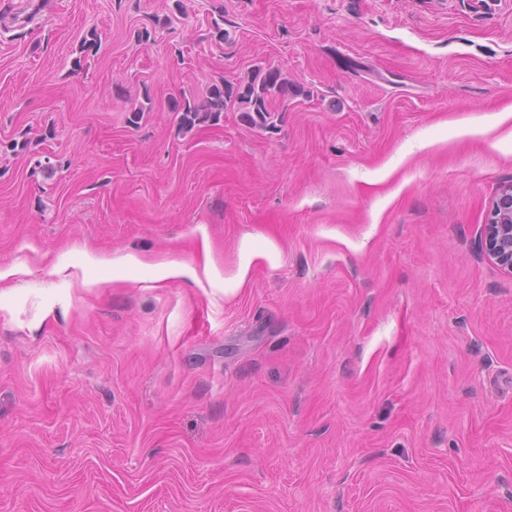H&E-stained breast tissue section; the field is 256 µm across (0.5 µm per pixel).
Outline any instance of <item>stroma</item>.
I'll return each instance as SVG.
<instances>
[{"label":"stroma","mask_w":512,"mask_h":512,"mask_svg":"<svg viewBox=\"0 0 512 512\" xmlns=\"http://www.w3.org/2000/svg\"><path fill=\"white\" fill-rule=\"evenodd\" d=\"M503 112L512 0H0V512H512ZM296 92L297 86L288 80L280 67L254 69L247 81L232 83L221 79L209 85L206 99L200 103L188 100L176 104L177 125L180 129L191 130L207 121H217L222 112L234 109L243 112L246 120L261 128L276 127L273 97L288 99V92ZM484 244L489 258L512 275V182L503 185L492 202Z\"/></svg>","instance_id":"obj_1"}]
</instances>
